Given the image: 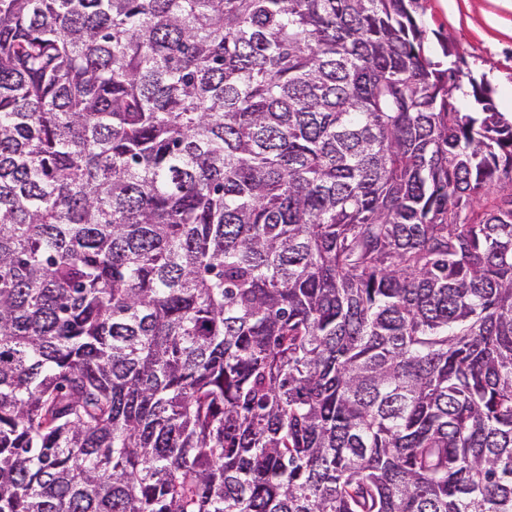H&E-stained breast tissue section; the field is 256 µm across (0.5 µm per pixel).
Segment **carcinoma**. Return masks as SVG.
I'll return each instance as SVG.
<instances>
[{
    "instance_id": "carcinoma-1",
    "label": "carcinoma",
    "mask_w": 512,
    "mask_h": 512,
    "mask_svg": "<svg viewBox=\"0 0 512 512\" xmlns=\"http://www.w3.org/2000/svg\"><path fill=\"white\" fill-rule=\"evenodd\" d=\"M417 0H0V512H512V120Z\"/></svg>"
}]
</instances>
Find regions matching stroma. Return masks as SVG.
Segmentation results:
<instances>
[{"label":"stroma","instance_id":"stroma-1","mask_svg":"<svg viewBox=\"0 0 512 512\" xmlns=\"http://www.w3.org/2000/svg\"><path fill=\"white\" fill-rule=\"evenodd\" d=\"M416 19L433 60H443L444 49H451L463 72L497 92L500 112L512 109L501 96L512 87V0H419Z\"/></svg>","mask_w":512,"mask_h":512}]
</instances>
